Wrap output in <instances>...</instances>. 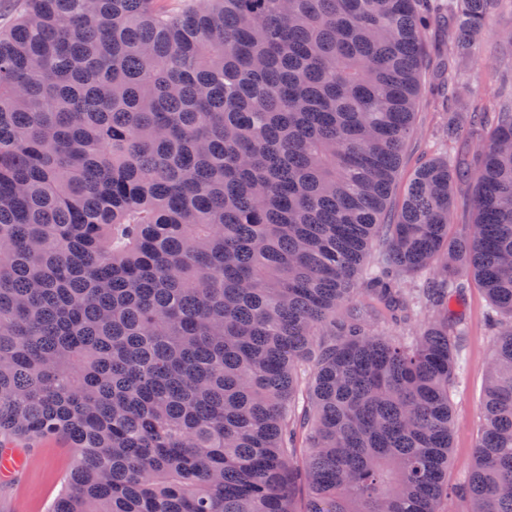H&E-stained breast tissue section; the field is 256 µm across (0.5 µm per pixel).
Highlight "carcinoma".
Instances as JSON below:
<instances>
[{
  "instance_id": "cac0c4a2",
  "label": "carcinoma",
  "mask_w": 512,
  "mask_h": 512,
  "mask_svg": "<svg viewBox=\"0 0 512 512\" xmlns=\"http://www.w3.org/2000/svg\"><path fill=\"white\" fill-rule=\"evenodd\" d=\"M491 3L448 2V53ZM436 9L26 0L0 30V439L71 443L50 512H447L471 278L494 348L454 492L512 512V109L386 208ZM473 194L472 183L461 182L454 186L455 211L452 224L448 227L449 237H456L464 233L467 231L468 225L475 223Z\"/></svg>"
}]
</instances>
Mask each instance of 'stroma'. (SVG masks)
Segmentation results:
<instances>
[{
    "label": "stroma",
    "mask_w": 512,
    "mask_h": 512,
    "mask_svg": "<svg viewBox=\"0 0 512 512\" xmlns=\"http://www.w3.org/2000/svg\"><path fill=\"white\" fill-rule=\"evenodd\" d=\"M440 28L426 31L425 70L417 99L415 131L407 140L399 176L390 198L391 207L401 203L404 187L417 164L427 156L446 151L450 112H462V105L446 111L434 88L442 79V62H450L464 80L465 92L498 88L504 99H512V0H494L485 29L472 49L447 57L440 48ZM490 302L477 282H470L458 306L467 327L465 353L468 360L463 380L452 390L453 459L448 485L456 487L467 475L480 424V404L485 387V366L492 350V334L486 325ZM29 463L12 482H0V512H47L61 488L73 451L66 440L35 439L21 442Z\"/></svg>",
    "instance_id": "stroma-1"
}]
</instances>
